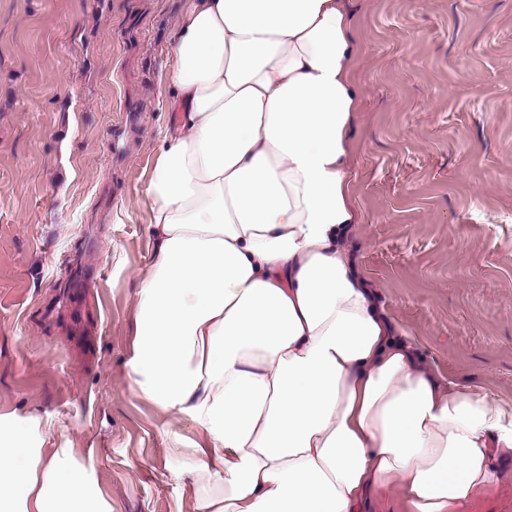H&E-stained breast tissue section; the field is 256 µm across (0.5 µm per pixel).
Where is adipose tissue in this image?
I'll list each match as a JSON object with an SVG mask.
<instances>
[{"mask_svg": "<svg viewBox=\"0 0 512 512\" xmlns=\"http://www.w3.org/2000/svg\"><path fill=\"white\" fill-rule=\"evenodd\" d=\"M346 0H186L154 147L132 394L187 420L196 512H455L512 463V401L424 368L347 244ZM50 421L0 415V512H112ZM366 508L368 512L403 511L399 493L395 488H386L374 493Z\"/></svg>", "mask_w": 512, "mask_h": 512, "instance_id": "ef3b65f1", "label": "adipose tissue"}]
</instances>
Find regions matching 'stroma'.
I'll list each match as a JSON object with an SVG mask.
<instances>
[{
    "label": "stroma",
    "instance_id": "1",
    "mask_svg": "<svg viewBox=\"0 0 512 512\" xmlns=\"http://www.w3.org/2000/svg\"><path fill=\"white\" fill-rule=\"evenodd\" d=\"M182 6L0 0V415L51 420L112 512H194V429L127 366ZM349 6L357 268L426 366L512 398V0ZM456 512H512V464Z\"/></svg>",
    "mask_w": 512,
    "mask_h": 512
}]
</instances>
